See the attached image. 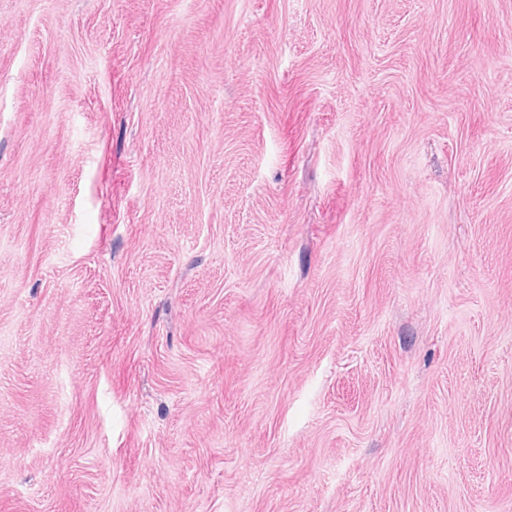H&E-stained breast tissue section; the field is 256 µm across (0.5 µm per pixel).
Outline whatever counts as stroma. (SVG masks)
Instances as JSON below:
<instances>
[{
    "mask_svg": "<svg viewBox=\"0 0 512 512\" xmlns=\"http://www.w3.org/2000/svg\"><path fill=\"white\" fill-rule=\"evenodd\" d=\"M0 512H512V0H0Z\"/></svg>",
    "mask_w": 512,
    "mask_h": 512,
    "instance_id": "1",
    "label": "stroma"
}]
</instances>
